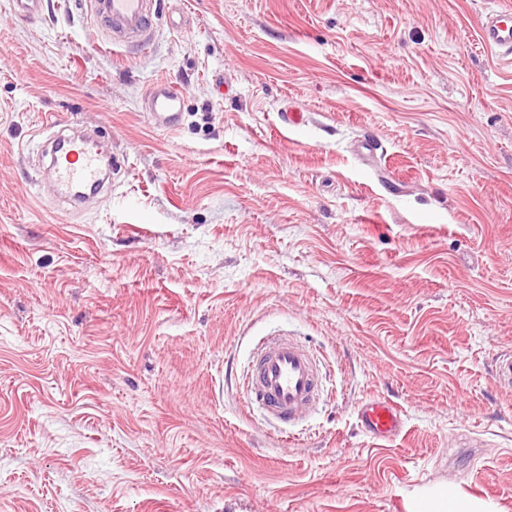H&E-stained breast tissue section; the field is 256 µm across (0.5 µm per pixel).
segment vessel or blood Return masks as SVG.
I'll list each match as a JSON object with an SVG mask.
<instances>
[{
    "label": "vessel or blood",
    "instance_id": "b4317fda",
    "mask_svg": "<svg viewBox=\"0 0 512 512\" xmlns=\"http://www.w3.org/2000/svg\"><path fill=\"white\" fill-rule=\"evenodd\" d=\"M92 15L117 48L145 47L156 29V0H88ZM479 39L493 53L512 63V7L498 6L482 13ZM144 110L165 129H176L184 114V94L160 81L149 90ZM106 164L96 141L88 136H61L54 140L50 166L61 193L71 204L82 205L103 187ZM322 386L319 365L312 353L294 339H269L246 374L247 401L257 402L272 424L293 426L311 413ZM364 431L379 443L401 434L402 409L385 399H371L358 409Z\"/></svg>",
    "mask_w": 512,
    "mask_h": 512
}]
</instances>
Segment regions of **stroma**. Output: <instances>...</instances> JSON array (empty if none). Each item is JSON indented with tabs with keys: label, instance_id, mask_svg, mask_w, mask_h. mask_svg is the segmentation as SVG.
Wrapping results in <instances>:
<instances>
[{
	"label": "stroma",
	"instance_id": "obj_1",
	"mask_svg": "<svg viewBox=\"0 0 512 512\" xmlns=\"http://www.w3.org/2000/svg\"><path fill=\"white\" fill-rule=\"evenodd\" d=\"M48 2L0 0V512H512V69L478 37L512 0H158L123 51ZM72 128L125 170L69 212L37 185ZM274 335L324 378L288 436L244 403ZM144 111L156 125L165 129H176L184 114V94L176 86L159 81L149 90ZM358 420L364 431L383 446L399 436L404 429L403 410L386 399H371L358 409ZM414 512H478L474 506L467 502L448 496L447 491L434 494L426 499L425 503H419Z\"/></svg>",
	"mask_w": 512,
	"mask_h": 512
}]
</instances>
